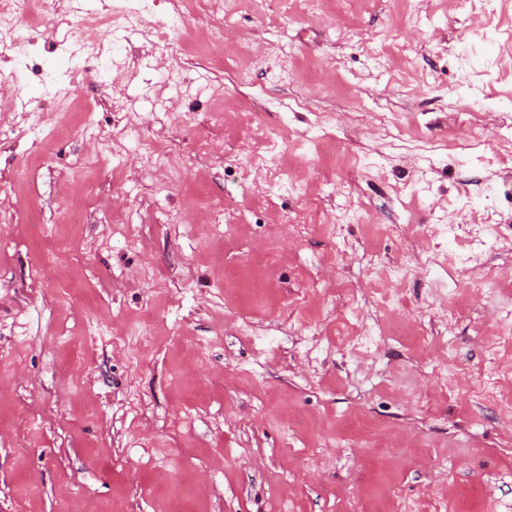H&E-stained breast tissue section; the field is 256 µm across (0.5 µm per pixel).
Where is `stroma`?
Here are the masks:
<instances>
[{"mask_svg": "<svg viewBox=\"0 0 512 512\" xmlns=\"http://www.w3.org/2000/svg\"><path fill=\"white\" fill-rule=\"evenodd\" d=\"M19 26L0 512H512V0Z\"/></svg>", "mask_w": 512, "mask_h": 512, "instance_id": "35a3bbf8", "label": "stroma"}]
</instances>
